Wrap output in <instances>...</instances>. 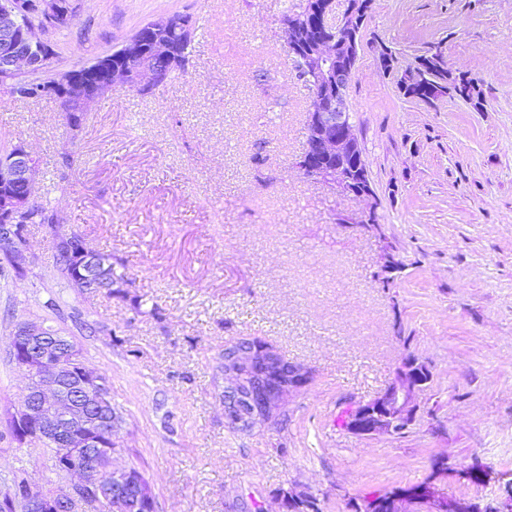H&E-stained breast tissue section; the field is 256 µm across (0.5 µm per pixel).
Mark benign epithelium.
<instances>
[{
  "instance_id": "7a95c632",
  "label": "benign epithelium",
  "mask_w": 512,
  "mask_h": 512,
  "mask_svg": "<svg viewBox=\"0 0 512 512\" xmlns=\"http://www.w3.org/2000/svg\"><path fill=\"white\" fill-rule=\"evenodd\" d=\"M83 2L0 0V87L25 100L38 95L58 101L66 107V119L74 131L81 130L82 117L94 100L116 87L153 90L166 82L168 70L182 63L175 42L155 38L147 45L132 36L116 50L121 58L119 63H113L110 54L88 63L104 74V79L97 83L83 80L69 69L51 68L55 54L48 30L57 20L78 14ZM320 12L327 31L304 59L305 67L325 82L337 84L341 76L340 58L355 51L364 9L354 0L338 13L335 0H321ZM308 116L305 151L298 162L302 175L347 195H372L371 184L356 181L344 164L350 156L357 166H365L363 159L352 155L357 138L349 123L345 95L339 90L331 96L313 95ZM38 174L39 161L24 143L0 154V184L5 186L0 192V259L19 275L26 272L25 217L33 211ZM45 231L61 248L78 247L84 280L97 282L105 277L98 253L88 247L81 233L66 230L60 223L46 227ZM10 355L16 367L30 379L27 393L11 416L14 432L22 441L51 445L54 439H62V447L53 449L55 462L60 473L74 476L76 481L61 493L29 483L22 498L0 509L88 512L104 501L118 509L133 502L149 512L154 498L142 474L127 470L117 477L109 467L89 462L100 455L115 456L120 448L105 444L114 421L94 418L80 403L63 398L64 382L75 380L79 387L94 393L98 409L104 410L112 403L106 377L87 366L78 345L57 332H49L38 321L23 320L12 328ZM221 371L222 396L230 403L224 411V423L250 431L273 423L284 398L312 381L311 370L301 364L286 368L280 350L252 337H241L224 345ZM429 382L424 362L402 361L390 383L377 396L367 401L352 400L346 405V422L358 436H392L416 420L420 409L418 397ZM413 497L420 504V512H477L473 504L460 509L452 506L430 481L417 487Z\"/></svg>"
}]
</instances>
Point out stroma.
Returning <instances> with one entry per match:
<instances>
[{
    "label": "stroma",
    "mask_w": 512,
    "mask_h": 512,
    "mask_svg": "<svg viewBox=\"0 0 512 512\" xmlns=\"http://www.w3.org/2000/svg\"><path fill=\"white\" fill-rule=\"evenodd\" d=\"M305 0H85L53 33L54 64L117 49L156 15L190 16L191 64L151 95L118 88L79 133L58 102L0 89V150L35 153L39 202L110 255L126 285L89 296L60 280L31 225L28 271L0 273V494L17 475L61 492L48 447L20 443L10 415L27 374L14 323L51 325L104 375L122 423L116 467L148 478L157 512H231L290 485L324 512L434 478L449 501L498 505L512 475V0H373L346 97L372 196L351 197L296 167L311 98L279 27ZM475 82L473 99L427 104L397 81L430 44ZM397 61L379 62L382 49ZM265 162L256 165L255 153ZM376 210L380 229L354 222ZM401 269L373 274L384 253ZM156 304L157 313L138 307ZM94 324L86 332L85 324ZM261 338L308 367L281 423H224V346ZM429 366L405 434L362 438L336 416L369 400L406 355ZM493 471L482 483L470 468ZM432 477V476H431Z\"/></svg>",
    "instance_id": "35a3bbf8"
}]
</instances>
